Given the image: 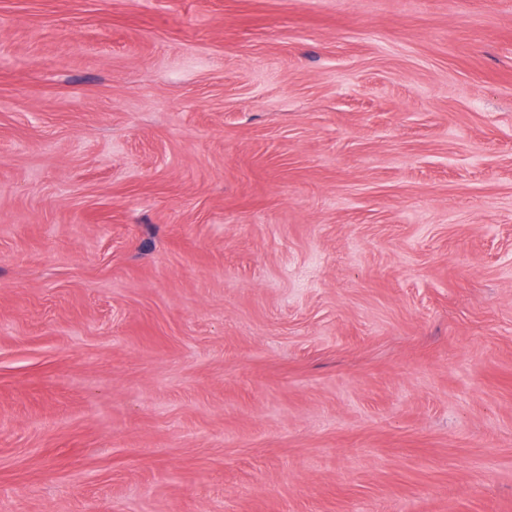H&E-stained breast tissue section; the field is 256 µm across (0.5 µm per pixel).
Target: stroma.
<instances>
[{
  "instance_id": "obj_1",
  "label": "stroma",
  "mask_w": 512,
  "mask_h": 512,
  "mask_svg": "<svg viewBox=\"0 0 512 512\" xmlns=\"http://www.w3.org/2000/svg\"><path fill=\"white\" fill-rule=\"evenodd\" d=\"M0 512H512V0H0Z\"/></svg>"
}]
</instances>
